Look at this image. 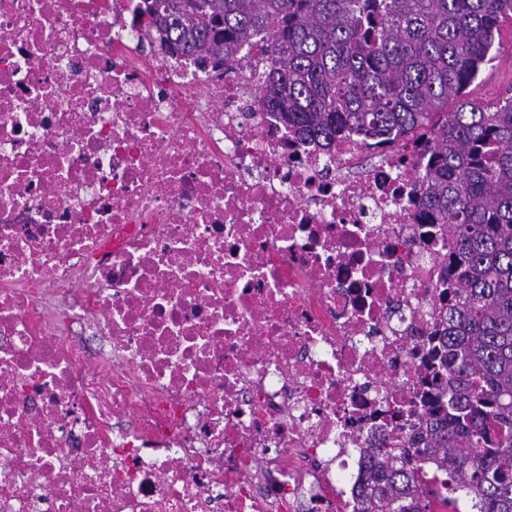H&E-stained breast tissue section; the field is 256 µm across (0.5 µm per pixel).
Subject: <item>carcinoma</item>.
Returning <instances> with one entry per match:
<instances>
[{"instance_id": "obj_1", "label": "carcinoma", "mask_w": 512, "mask_h": 512, "mask_svg": "<svg viewBox=\"0 0 512 512\" xmlns=\"http://www.w3.org/2000/svg\"><path fill=\"white\" fill-rule=\"evenodd\" d=\"M142 2L140 22L201 57L264 38L260 101L305 138L429 134L420 205L454 245L433 349L448 403L431 405L422 447L369 449L360 512H512V96L466 99L512 0Z\"/></svg>"}]
</instances>
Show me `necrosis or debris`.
Returning <instances> with one entry per match:
<instances>
[{
    "label": "necrosis or debris",
    "instance_id": "4bbe7bcc",
    "mask_svg": "<svg viewBox=\"0 0 512 512\" xmlns=\"http://www.w3.org/2000/svg\"><path fill=\"white\" fill-rule=\"evenodd\" d=\"M140 5L0 0V512H359L448 384L424 141L300 138ZM88 388L98 396L106 418L112 417V386L110 376L92 365L88 373Z\"/></svg>",
    "mask_w": 512,
    "mask_h": 512
}]
</instances>
